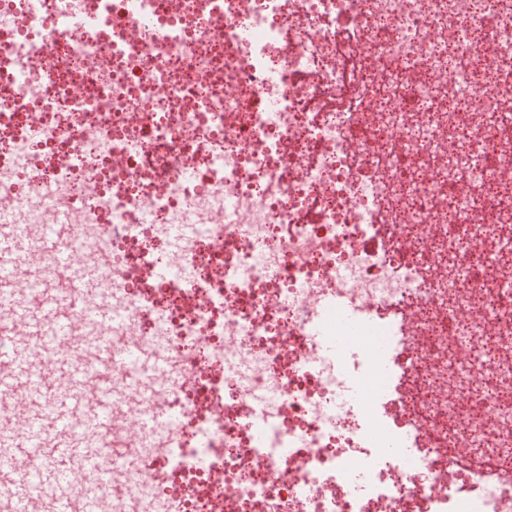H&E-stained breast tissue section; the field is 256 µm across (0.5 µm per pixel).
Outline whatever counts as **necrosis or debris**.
I'll return each mask as SVG.
<instances>
[{
  "instance_id": "necrosis-or-debris-1",
  "label": "necrosis or debris",
  "mask_w": 512,
  "mask_h": 512,
  "mask_svg": "<svg viewBox=\"0 0 512 512\" xmlns=\"http://www.w3.org/2000/svg\"><path fill=\"white\" fill-rule=\"evenodd\" d=\"M1 15L0 212L185 373L117 394L102 512H512V0Z\"/></svg>"
}]
</instances>
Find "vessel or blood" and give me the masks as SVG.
Returning a JSON list of instances; mask_svg holds the SVG:
<instances>
[{
  "label": "vessel or blood",
  "instance_id": "obj_1",
  "mask_svg": "<svg viewBox=\"0 0 512 512\" xmlns=\"http://www.w3.org/2000/svg\"><path fill=\"white\" fill-rule=\"evenodd\" d=\"M72 240L71 226L57 216L43 248L61 277L43 281L44 302L38 305L17 286L39 276L23 262L28 246L0 227V312L16 329L0 348V409H17L13 421L0 426V457L38 479L34 485L16 481L1 470L8 492L0 497V512H98L113 465L138 466L136 458L116 457L104 444L112 428L111 380L100 381L96 392L87 388L83 354L93 353L103 365L112 362L111 343L94 334L107 312L87 301L85 334L76 338L68 310L55 304L62 294L95 285L94 270L73 262Z\"/></svg>",
  "mask_w": 512,
  "mask_h": 512
}]
</instances>
